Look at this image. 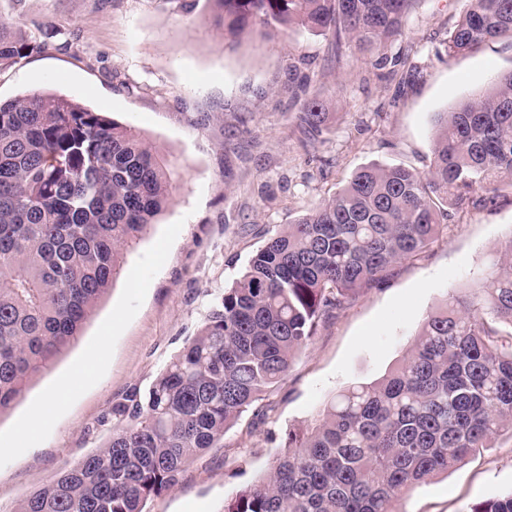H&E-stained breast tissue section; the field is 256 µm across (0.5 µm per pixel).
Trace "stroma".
I'll use <instances>...</instances> for the list:
<instances>
[{"instance_id": "stroma-1", "label": "stroma", "mask_w": 512, "mask_h": 512, "mask_svg": "<svg viewBox=\"0 0 512 512\" xmlns=\"http://www.w3.org/2000/svg\"><path fill=\"white\" fill-rule=\"evenodd\" d=\"M466 0H419L377 65L319 35L276 30L225 43L209 0H0L47 48L0 69V100L47 90L135 127L169 161L172 198L131 250L79 341L0 416V512H15L112 435L113 403L147 391L195 336L268 238L376 162L427 171L437 113L512 70V41L451 57L446 39ZM301 61L298 70L290 64ZM318 96L328 118L301 129L293 96ZM512 241V195L449 209L417 256L320 322L268 396L244 413L147 512H224L266 471L290 429L311 425L332 393L382 377L448 294L481 281ZM46 419L34 415L60 385ZM512 492V436L409 490L404 512H468Z\"/></svg>"}]
</instances>
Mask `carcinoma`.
<instances>
[{"label": "carcinoma", "mask_w": 512, "mask_h": 512, "mask_svg": "<svg viewBox=\"0 0 512 512\" xmlns=\"http://www.w3.org/2000/svg\"><path fill=\"white\" fill-rule=\"evenodd\" d=\"M416 0H211L224 38L297 29L371 58ZM512 39V0H468L456 56ZM44 48L0 15V68ZM308 133L327 113L296 102ZM422 173L370 164L268 239L145 394L112 405L109 441L62 468L16 512H144L284 378L319 323L448 217L512 190V70L440 112ZM171 198L167 166L132 126L64 95L0 102V415L81 336L126 251ZM512 240L475 288L448 295L384 377L330 396L224 512H399L403 494L512 433ZM470 512H512V493Z\"/></svg>", "instance_id": "1"}]
</instances>
